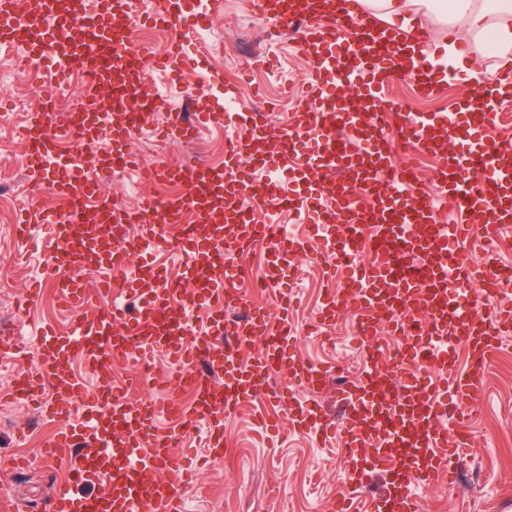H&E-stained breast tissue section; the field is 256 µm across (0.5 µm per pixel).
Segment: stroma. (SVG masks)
<instances>
[{"mask_svg": "<svg viewBox=\"0 0 512 512\" xmlns=\"http://www.w3.org/2000/svg\"><path fill=\"white\" fill-rule=\"evenodd\" d=\"M206 27V43L190 35L184 40L187 55L197 62L185 67L181 86L168 80L167 36L146 45L143 63L153 73L156 109L128 145L140 168L101 181L103 192L125 207H136L142 196L157 191L154 184L142 181V168L162 159L192 163L193 143L165 139L159 130L170 113L191 111L185 92L197 81L205 83L198 105L218 114L257 112L279 123L303 102L307 64L302 48L289 30L271 34L259 0H223ZM21 55L19 48H0V177L24 186L37 207L52 208L56 200L45 187L44 172L23 162L19 130L38 106L36 87L53 88L54 77L19 67ZM228 87L233 90L229 97L224 94ZM470 93V85L456 70L449 71L441 89L428 98L417 94L410 79L396 81L387 90L388 97L410 112H447ZM26 218L25 209L0 204V308L23 306L4 330L11 344L0 347V512H43L69 478L61 460H47L41 453L57 423L44 420L29 402L14 403L8 394L12 372L37 368L28 347L34 329L46 324L62 333L75 317L44 275L48 229ZM21 223L28 226L23 238L15 233ZM298 262L314 271L298 286V354L312 363H335L343 375L358 376L363 357L354 340L356 302L341 305L332 327L317 328L314 317L326 261L311 251L299 255ZM288 390L287 380L272 376L251 405L225 417L222 454L197 465L184 489L188 512H329L331 498H372L384 491L386 476L374 474L362 485H353L338 448L321 446L308 433L289 427L287 406L274 399ZM482 392L469 428L470 446L459 460L460 479L452 487L428 490L427 512H512V335L504 338ZM259 412L276 421L274 437H267L256 420Z\"/></svg>", "mask_w": 512, "mask_h": 512, "instance_id": "stroma-1", "label": "stroma"}]
</instances>
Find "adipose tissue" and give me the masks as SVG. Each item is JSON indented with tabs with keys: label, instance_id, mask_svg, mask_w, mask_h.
Returning <instances> with one entry per match:
<instances>
[{
	"label": "adipose tissue",
	"instance_id": "1",
	"mask_svg": "<svg viewBox=\"0 0 512 512\" xmlns=\"http://www.w3.org/2000/svg\"><path fill=\"white\" fill-rule=\"evenodd\" d=\"M427 7L447 16L450 23H466L469 31L484 37L501 61L494 74L496 84L512 91V0H429Z\"/></svg>",
	"mask_w": 512,
	"mask_h": 512
}]
</instances>
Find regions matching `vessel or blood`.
<instances>
[{
  "instance_id": "1",
  "label": "vessel or blood",
  "mask_w": 512,
  "mask_h": 512,
  "mask_svg": "<svg viewBox=\"0 0 512 512\" xmlns=\"http://www.w3.org/2000/svg\"><path fill=\"white\" fill-rule=\"evenodd\" d=\"M34 2L23 14L17 0H0V42L21 44L29 57L51 56L57 74L78 68L89 80L76 117L29 116L26 159L45 172L68 211H88L93 219L63 224L44 209L32 219L50 227L47 272L64 302L96 311L68 334L35 336L38 369L21 371L13 386L16 398L28 400L54 388L42 415L68 423L44 453L69 449L72 485L45 512H186L191 459L173 452L181 436L201 432L205 448L222 450L225 416L252 403L272 374L310 392L325 388L335 367L310 364L294 348L292 266L308 244L288 237L279 221L286 209L321 226L324 251L336 257L342 279L355 284L357 345L368 367L364 378L342 384L347 410L341 419L293 398L290 425L320 443L336 442L353 483L371 472L390 476L383 496L360 505L343 500L334 512H425L424 489L457 477L481 380L512 334L511 304H499L488 318L470 296L478 286L493 295L511 285L512 266H476L459 250L475 228L498 234L512 228V143H492L485 135L496 112L391 114L401 137L441 161L437 183L455 208L454 222L443 223L436 200L413 179V159L396 158L379 120L389 106L381 95L387 83L408 77L423 96L439 90V72L425 54L428 32H379L357 14L337 15L336 0H265L264 13L276 28L299 36L316 109L277 124L250 112L226 114L246 134L226 142L222 165L159 163L153 177L181 182L185 193L146 196L129 209L101 191L98 172L131 166L127 146L142 123L128 98L140 85L144 52L112 23L114 14L135 13L134 0H93L91 8L76 11L68 10L69 0ZM217 6V0H198L190 9L185 0H168L162 22L170 58L183 54L182 20L204 23ZM214 118L201 110L175 112L163 135L187 141ZM103 131L112 139L110 152L85 163L59 155V142L76 134L94 143ZM259 172L268 173L271 186L257 197L251 183ZM119 224L138 225L137 238L110 234ZM176 224L181 237L175 241ZM259 241L268 245L277 285L273 313L237 286L238 260ZM169 246L182 255L178 268L145 260L146 251ZM89 270L98 273L94 295L83 280ZM121 283L138 297L135 311L111 300ZM201 315L206 326L199 331ZM160 352L179 368L167 391L190 388L189 405L128 401ZM77 356L90 382L71 374ZM111 357L132 358L138 369L110 383L105 362ZM449 413L451 430L443 424ZM161 415L173 416L174 425L156 430ZM98 482L103 491H77Z\"/></svg>"
}]
</instances>
